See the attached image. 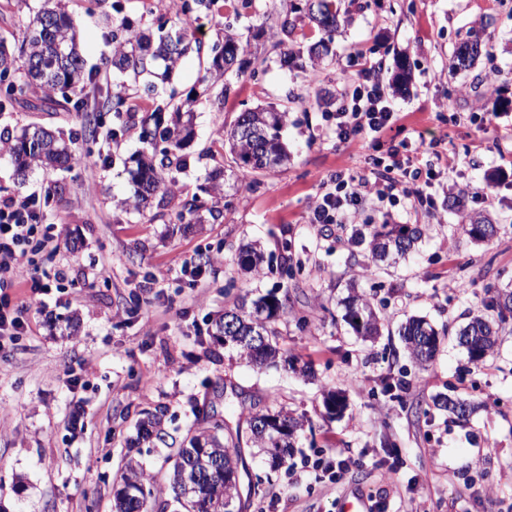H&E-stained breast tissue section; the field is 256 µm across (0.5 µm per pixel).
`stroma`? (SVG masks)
Segmentation results:
<instances>
[{
	"label": "stroma",
	"instance_id": "obj_1",
	"mask_svg": "<svg viewBox=\"0 0 512 512\" xmlns=\"http://www.w3.org/2000/svg\"><path fill=\"white\" fill-rule=\"evenodd\" d=\"M116 0H70L68 10L94 76L100 114L93 141L77 143L75 163L18 177L0 160V198L42 192L54 182L60 193L45 210L61 246L34 253L35 262L60 269L42 306L28 313V327L0 348V512H113V481L134 458L158 484L168 481L167 448L134 446L141 410L164 407L173 426L187 430L194 413L213 404L229 426L241 405L285 408L307 424L285 464L271 471L250 443L240 448L241 512H340L359 492L372 512H512V321L491 357L469 360L454 336L470 314L485 309L488 286L512 282V0H348V20L336 36V55L316 73L282 65L268 33L252 39V72L233 80L223 111H215L221 83L206 81L205 61L184 58L163 85V95L185 99L196 92L191 136L182 153L186 167L171 170L174 194L143 209H122L133 199L132 172L143 150L141 113L110 112L105 93L116 75L106 16ZM254 16L213 11L198 21V39L210 49L225 34L237 35L283 11L282 0H255ZM480 34L492 46L473 67L448 71L455 47ZM410 69L406 86L393 82L398 55ZM382 62L385 92L397 114L383 141L423 136L456 159L455 176L492 187L490 197L466 201L473 214L499 226L492 244L475 243L460 230L459 216L439 199L432 217L408 203L368 201L354 224H312L309 205L319 184L339 169L369 171V140L336 141L332 112L365 61ZM274 105L288 111L282 141L291 159L243 188L225 143L239 112ZM70 133L82 119L62 109L0 112V130L29 124ZM119 129L116 139L107 133ZM111 154L109 166L100 157ZM218 182L228 209L203 214L195 224H170L171 213ZM421 225L413 253L366 276L367 242L355 226ZM289 241L302 276L285 281L264 273L240 274L239 246L260 243L280 255ZM198 280L182 266L202 265ZM456 289H449V281ZM252 294L278 290L288 310L275 324L293 361L291 371L260 369L236 351L213 342L207 321L231 305L228 287ZM372 297L381 331L362 340L343 321L350 288ZM141 309L129 314L132 298ZM312 314L306 329L297 317ZM76 317L71 335L63 320ZM424 316L447 328L435 359L413 363L398 335L402 322ZM403 380L402 399L381 393L383 381ZM235 388L220 397L216 382ZM339 391L347 408L328 418L327 392ZM471 399L481 408L468 420L435 409L441 396ZM346 460L341 478L316 470L317 460ZM259 482V495L247 486Z\"/></svg>",
	"mask_w": 512,
	"mask_h": 512
}]
</instances>
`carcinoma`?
Returning <instances> with one entry per match:
<instances>
[{"instance_id":"obj_1","label":"carcinoma","mask_w":512,"mask_h":512,"mask_svg":"<svg viewBox=\"0 0 512 512\" xmlns=\"http://www.w3.org/2000/svg\"><path fill=\"white\" fill-rule=\"evenodd\" d=\"M42 6L26 27L25 40L20 56L10 53L0 41V111L14 105H24L41 112L47 105L58 103L56 96L71 105L78 113L89 112L81 97L72 99L71 94L91 84L92 73L86 71L85 59L80 49L79 38L68 11V0H41ZM342 0H297L289 5L284 18L271 32L279 49L281 62L297 64L306 58L316 66L326 62L331 54V45L336 32L344 21ZM307 18L316 26L317 38L303 47L294 39L297 20ZM118 29L124 37L112 43L110 65L121 73L136 75L150 73V61L162 59L169 70L174 69L192 49L193 34L190 23L177 17H157V43L125 17L118 20ZM490 46L480 40H467L456 48L450 71L456 73L471 68L476 60L489 52ZM248 44L227 35L224 41L211 47V63L207 73L215 80L223 78L229 69L236 68L244 74L248 62L244 59ZM39 91L42 96L31 100V94ZM193 100L184 102L154 100L147 108L150 117L142 122L140 139L148 150L142 155L136 173L139 192L134 207L140 208L153 195L173 191L174 179H166L163 168H181L186 160L178 151L190 135L188 125L183 122L182 111H191ZM171 112L175 120L166 125L163 115ZM288 122V110L274 106L246 109L239 113L228 141L234 162L238 165L239 178H252L260 172L288 162V151L282 142L281 132ZM79 133L73 132L63 138L39 125H29L21 135L14 136L8 130L0 131V158L8 159L18 176L24 178L33 168L45 171L64 167L75 160L72 145ZM161 153L167 163L156 164V153ZM215 211L216 205L193 199V202L170 215L172 224H192L198 220L203 207ZM462 233L471 240L490 242L498 234V225L488 216H471L461 225ZM423 234L420 225L379 224L370 232L369 250L375 262H384L408 255ZM263 252L260 245L250 243L239 247L236 264L245 273L259 274L262 271ZM278 273L294 280L302 273V264L290 255L281 256ZM489 307L498 310L500 320L512 316V289L495 290ZM287 309V300L273 293L248 299V295L237 296L233 306L211 320L209 336L215 341L233 348L239 356L246 358L259 368L288 363L276 341L277 332L271 323ZM344 320L361 337L376 336L380 326L369 300L362 294L348 296ZM411 358L426 366L435 358L439 346V332L424 318H412L402 333ZM498 328L486 316L479 314L461 327L456 339L469 358L483 363L491 356L497 345ZM434 406L446 410L459 418L468 417L475 405L460 399L440 397ZM274 418L286 429L278 435L264 426V420ZM200 427L190 429L181 439H176L166 430L160 410L141 411L137 423V444L154 447L162 444L173 449L168 456L172 477L168 486L172 499L163 501L161 512H238L239 464L243 463L240 438L229 431L222 419H212L203 409L197 411ZM247 423L252 443L269 454L273 462H280L293 447L292 439L303 427V417L293 412L259 410L249 413ZM164 489L157 486L153 477L146 474L139 464H128L120 477L119 488L114 495L113 512H155L154 507Z\"/></svg>"}]
</instances>
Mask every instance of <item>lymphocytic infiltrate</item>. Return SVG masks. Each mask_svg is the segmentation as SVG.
Instances as JSON below:
<instances>
[{"instance_id": "obj_1", "label": "lymphocytic infiltrate", "mask_w": 512, "mask_h": 512, "mask_svg": "<svg viewBox=\"0 0 512 512\" xmlns=\"http://www.w3.org/2000/svg\"><path fill=\"white\" fill-rule=\"evenodd\" d=\"M336 139L346 144L361 136H377L396 119L383 89L381 66L365 63L345 104L335 113ZM382 174L371 176L350 170L331 174L309 208L313 224H342L351 220L369 199L398 205L408 201L412 206L430 209L435 204L444 172L420 167L412 159H401L397 153L375 161ZM58 249L59 243L44 223L40 196L0 201V345L13 340L27 329L25 314L49 287L50 276L31 258L33 247ZM26 288V299L15 301L7 287Z\"/></svg>"}]
</instances>
